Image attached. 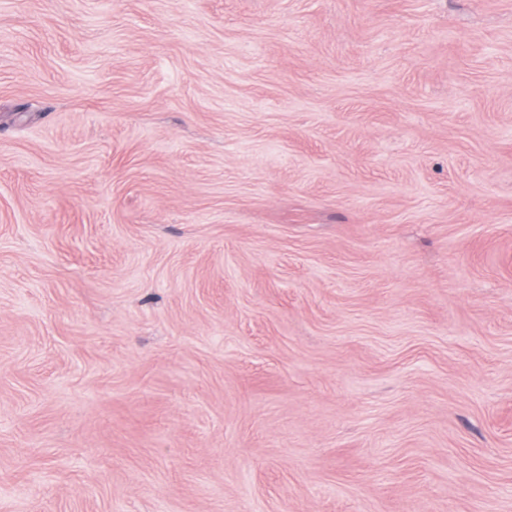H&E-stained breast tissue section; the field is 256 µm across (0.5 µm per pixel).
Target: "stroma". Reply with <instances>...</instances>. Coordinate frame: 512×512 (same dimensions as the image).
Listing matches in <instances>:
<instances>
[{"label": "stroma", "instance_id": "obj_1", "mask_svg": "<svg viewBox=\"0 0 512 512\" xmlns=\"http://www.w3.org/2000/svg\"><path fill=\"white\" fill-rule=\"evenodd\" d=\"M0 512H512V0H0Z\"/></svg>", "mask_w": 512, "mask_h": 512}]
</instances>
